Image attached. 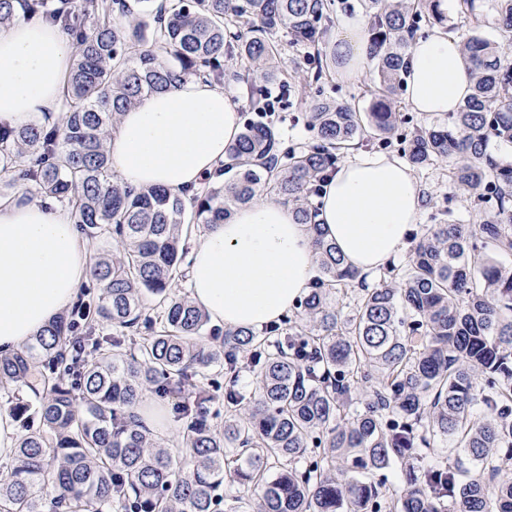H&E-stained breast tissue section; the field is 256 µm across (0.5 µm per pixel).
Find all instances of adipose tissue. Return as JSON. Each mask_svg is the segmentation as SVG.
Masks as SVG:
<instances>
[{
	"label": "adipose tissue",
	"instance_id": "adipose-tissue-1",
	"mask_svg": "<svg viewBox=\"0 0 512 512\" xmlns=\"http://www.w3.org/2000/svg\"><path fill=\"white\" fill-rule=\"evenodd\" d=\"M363 14L336 21L337 53L350 75L371 58ZM73 47L61 26L18 15L0 27V123L60 120ZM406 96L416 111H458L472 92L462 40L436 29L413 41ZM240 132L239 105L199 78L141 98L122 112L106 141L111 180L134 189L194 191L213 177ZM318 223L361 274L400 258L422 208V191L401 160L349 149L321 185ZM186 288L220 328L256 331L279 322L318 275L311 239L291 206L258 196L194 240ZM90 253L70 211L49 199H0V353L28 342L77 300Z\"/></svg>",
	"mask_w": 512,
	"mask_h": 512
}]
</instances>
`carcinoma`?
Listing matches in <instances>:
<instances>
[{
    "label": "carcinoma",
    "mask_w": 512,
    "mask_h": 512,
    "mask_svg": "<svg viewBox=\"0 0 512 512\" xmlns=\"http://www.w3.org/2000/svg\"><path fill=\"white\" fill-rule=\"evenodd\" d=\"M136 2L134 12L127 0H0V26L21 7L75 45L61 122L0 125V196L34 186L69 207L92 263L69 314L0 354V382L24 391L0 512H215L226 482L232 512H512V267L495 259L512 250V160L492 152L512 147V0H454L472 93L448 124L406 134L414 167L447 163L460 190L492 207L472 224L430 225L371 288L316 222L311 196L346 144L395 131L404 60L421 22L445 20L439 0H362L381 87L369 111L314 101L315 139L300 153L273 122L250 121L228 147L227 178L191 196L108 181L105 140L120 113L188 77L277 79L281 31L309 48L303 80L321 81L336 3L173 0L164 16ZM259 195L293 206L320 277L288 327L229 328L214 348L206 312L171 286L187 276L192 226L222 224ZM349 294L344 320L336 300ZM217 363L228 379L219 429L204 388ZM244 367L249 391L237 387ZM151 389L185 420L175 452L139 425ZM437 444L451 458L416 474L409 450ZM397 466L401 486L387 482Z\"/></svg>",
    "instance_id": "1"
}]
</instances>
